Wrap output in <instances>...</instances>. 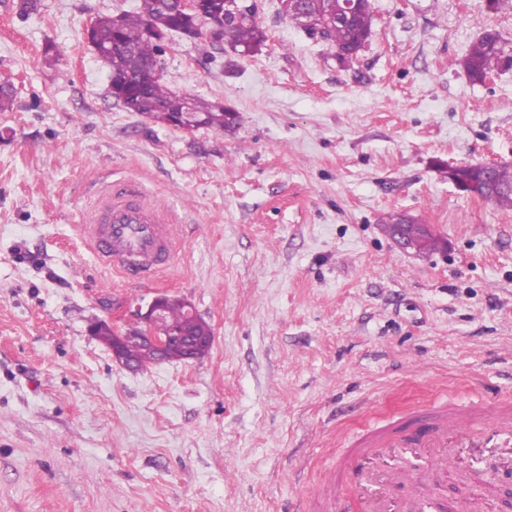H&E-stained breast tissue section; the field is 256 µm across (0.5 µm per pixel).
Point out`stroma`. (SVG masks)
Segmentation results:
<instances>
[{
    "instance_id": "obj_1",
    "label": "stroma",
    "mask_w": 512,
    "mask_h": 512,
    "mask_svg": "<svg viewBox=\"0 0 512 512\" xmlns=\"http://www.w3.org/2000/svg\"><path fill=\"white\" fill-rule=\"evenodd\" d=\"M20 3L0 0V512H290L367 424L512 403V206L447 174L512 166V67L461 65L487 30L512 56V0H371L350 63L281 0L252 56L170 36L167 86L240 116L190 132L127 111L85 39L138 0ZM107 175L178 217L155 283L81 237ZM391 213L446 248L402 250ZM159 293L209 323V353L118 366L90 324ZM459 167H463V165L448 167V179L451 180L460 190H462L470 195L477 196V197L487 200V198L485 196H483V195L479 194L477 191H475V185H474V184H476L477 186L481 187L483 185V183L486 182L485 171H484L483 167L481 165H470V166H465V167L457 170L456 176H455V179L457 181H459V182H457L452 177L455 173V170ZM461 182H470V183H474V184L461 183Z\"/></svg>"
}]
</instances>
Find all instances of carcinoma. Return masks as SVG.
Returning <instances> with one entry per match:
<instances>
[{"instance_id": "cac0c4a2", "label": "carcinoma", "mask_w": 512, "mask_h": 512, "mask_svg": "<svg viewBox=\"0 0 512 512\" xmlns=\"http://www.w3.org/2000/svg\"><path fill=\"white\" fill-rule=\"evenodd\" d=\"M337 3L339 0H299V7L288 12V17L306 33L334 48L340 60L350 62L358 57L372 37L371 3L370 0H356L351 17L345 22L335 17ZM185 25L186 20L171 7L170 0H141L138 11H124L117 18L104 16L93 24L103 41L112 39L113 30H118L123 53L112 57V71L121 78L145 87V95L138 100L136 111L164 124L171 122L173 113L161 112L159 108L179 107L181 100L176 92L162 82V78L154 76L152 61L156 46L153 30L159 29L169 35L178 34ZM224 40L237 54L249 56L261 51L267 35L257 17L244 15L224 29ZM503 54L498 34L487 31L469 47L461 64L470 79L479 82ZM187 106L199 120V128L230 129L239 121L238 113L199 98L187 102ZM455 179L480 187L485 182V171L480 165L465 166L457 170ZM385 223L407 234L422 230V225L406 214H390ZM162 331L196 336L213 335L210 325L192 310L191 304L176 297L165 303ZM125 354L142 368L154 361V353L137 343L126 345Z\"/></svg>"}]
</instances>
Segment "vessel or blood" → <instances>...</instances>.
Instances as JSON below:
<instances>
[{
    "mask_svg": "<svg viewBox=\"0 0 512 512\" xmlns=\"http://www.w3.org/2000/svg\"><path fill=\"white\" fill-rule=\"evenodd\" d=\"M83 233L98 258L130 282L154 280L177 252L173 219L149 201L140 181L122 178L96 192ZM493 456L512 472V411H437L396 424L367 426L359 447L336 468L337 483L353 482L368 512H466L448 500V457Z\"/></svg>",
    "mask_w": 512,
    "mask_h": 512,
    "instance_id": "b4317fda",
    "label": "vessel or blood"
}]
</instances>
